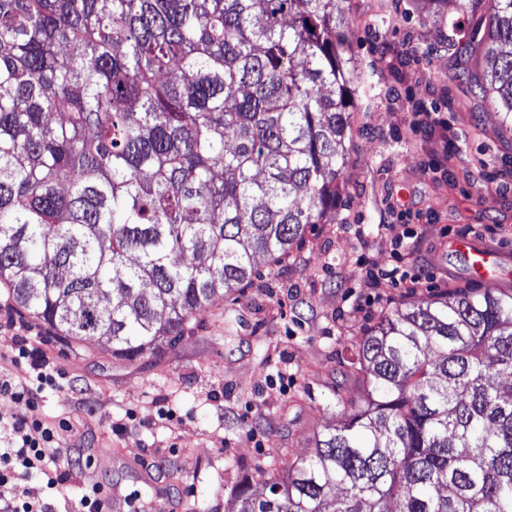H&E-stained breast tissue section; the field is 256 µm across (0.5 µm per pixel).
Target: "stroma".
<instances>
[{
    "label": "stroma",
    "mask_w": 512,
    "mask_h": 512,
    "mask_svg": "<svg viewBox=\"0 0 512 512\" xmlns=\"http://www.w3.org/2000/svg\"><path fill=\"white\" fill-rule=\"evenodd\" d=\"M349 8L359 94L335 213L195 314L175 349L128 361L94 336L66 345L0 289V354L14 337H33L70 380L39 400L41 414L69 420L58 440L86 465L55 512H75L89 481L121 487L139 512H232L244 479L312 454L317 432L362 394L352 362L381 314L479 287L451 239L503 255L493 285L512 289V135L461 75L450 26L422 22L425 0ZM399 236L424 266L422 284L374 285L359 258L386 264ZM375 295L376 312H353ZM284 370L295 379L285 392L276 383ZM167 406L176 420L159 417ZM116 423L126 431L113 432ZM124 449L139 454L153 487L124 466Z\"/></svg>",
    "instance_id": "35a3bbf8"
}]
</instances>
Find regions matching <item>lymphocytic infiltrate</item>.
Wrapping results in <instances>:
<instances>
[{
  "instance_id": "lymphocytic-infiltrate-1",
  "label": "lymphocytic infiltrate",
  "mask_w": 512,
  "mask_h": 512,
  "mask_svg": "<svg viewBox=\"0 0 512 512\" xmlns=\"http://www.w3.org/2000/svg\"><path fill=\"white\" fill-rule=\"evenodd\" d=\"M9 361L22 373L0 375V399L14 406L8 419H0V512H53L50 502L30 500L24 483L38 477L62 497L72 472L82 464L61 447L58 422L38 410L45 391L63 388L64 375L27 336L15 337Z\"/></svg>"
}]
</instances>
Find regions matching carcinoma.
Returning <instances> with one entry per match:
<instances>
[{
  "label": "carcinoma",
  "instance_id": "carcinoma-1",
  "mask_svg": "<svg viewBox=\"0 0 512 512\" xmlns=\"http://www.w3.org/2000/svg\"><path fill=\"white\" fill-rule=\"evenodd\" d=\"M347 0H0V283L132 361L336 210L356 94ZM431 19L482 0H428ZM464 70L512 132V0ZM363 394L235 512H512V291L381 315Z\"/></svg>",
  "mask_w": 512,
  "mask_h": 512
}]
</instances>
